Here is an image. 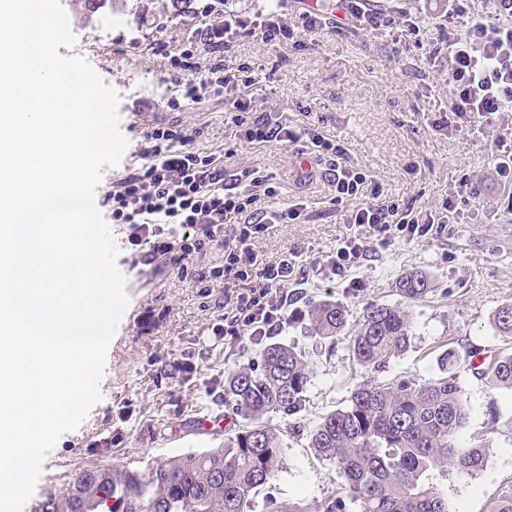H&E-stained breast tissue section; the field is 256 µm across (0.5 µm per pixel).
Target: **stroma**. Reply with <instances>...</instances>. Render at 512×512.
I'll list each match as a JSON object with an SVG mask.
<instances>
[{"label": "stroma", "instance_id": "35a3bbf8", "mask_svg": "<svg viewBox=\"0 0 512 512\" xmlns=\"http://www.w3.org/2000/svg\"><path fill=\"white\" fill-rule=\"evenodd\" d=\"M208 3L220 18L228 8L253 13L264 0H112L88 18L82 0H61L76 41L59 53L84 57L120 93L119 128L128 143L136 142L142 125L177 121L192 132L196 148L228 150L227 170L248 168L270 179L277 194H258L255 209L306 201L298 223L272 225L256 252L263 265L289 250L302 251L303 270L310 275L308 301H338L356 317L370 304L398 302L396 283L406 273L431 277L434 292L409 307L412 345L390 361L380 379L436 376L441 354L468 344L481 345L491 358L512 351V343L492 327L495 311L512 304V182L495 171L496 142L512 114L469 136L439 125L436 106L448 98V68L429 59L439 37L437 0H380L383 9L411 12L425 21L418 42L399 54L384 37L346 30L303 37L298 48H275L255 37L237 47V63L251 68L256 79L248 94L258 114L317 129L340 142L350 164L381 187L382 203L412 209L422 219L438 211L463 178L478 183L479 199L456 200V220L442 233L413 240L401 236L387 249L369 251L351 272L358 280L354 288L337 276L312 273L347 233L354 204L333 203L334 189L321 175L302 178L301 145L245 143L220 101L169 110V91L161 81L164 62L151 44L160 33L187 37L197 9ZM223 264V252L211 250L184 273L169 267L157 276L140 275L120 265L130 304L107 353L102 398L45 458L37 490L62 485L69 473L90 464L141 469L156 458L223 444L224 429L233 420L226 417L223 400L206 394L199 383L223 387L229 370L261 351L249 340L230 343L211 332L224 297L205 296L200 277ZM279 340L300 350L313 372L306 407L296 418L305 432L344 406L354 387L370 377L353 362L347 337L328 347L308 320L287 325ZM188 347L197 367L192 385L181 383L177 369ZM459 376L468 410L459 441L466 445L480 437L487 458L477 474L453 472L439 484L449 512H488L498 491L512 484V389L467 370ZM218 415L222 425L200 428L201 419ZM117 428L122 441L102 445ZM305 432L284 434L282 468L254 496L251 512H272L276 504L286 512H318L341 495L336 466L309 448Z\"/></svg>", "mask_w": 512, "mask_h": 512}]
</instances>
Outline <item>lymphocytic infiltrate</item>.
Instances as JSON below:
<instances>
[{"instance_id":"1","label":"lymphocytic infiltrate","mask_w":512,"mask_h":512,"mask_svg":"<svg viewBox=\"0 0 512 512\" xmlns=\"http://www.w3.org/2000/svg\"><path fill=\"white\" fill-rule=\"evenodd\" d=\"M492 4V12L475 15L468 0H448L439 17L441 34L432 55L448 64L445 109L456 117L454 129L459 133L494 124L503 113L512 112V26L500 21L501 16H512V0ZM421 24L420 17L410 13L396 20L372 0H340L335 11L316 0L315 5L301 7L294 26L284 22L277 8L247 15L228 10L217 21L205 7L186 41L178 44L163 36L154 40L153 50L167 62L162 82L170 91L169 108L220 98L232 122L243 127L246 143L307 141L316 149L322 177L335 191L334 203L369 192V201L359 202L347 221L376 227L378 245L385 248L396 233L406 230L423 237L435 225L446 224L453 200L445 201L442 216L427 217L422 223L398 205L377 204L380 188L347 165L342 145L312 128L297 129L270 116L252 117L246 90L254 80L236 65L235 50L240 40L253 36L278 47L327 29L373 33L399 25L405 34L416 36ZM135 155L136 162L125 165L104 200L112 223L123 227L131 268H179L207 249L224 250L223 268L209 273L211 281L221 282L227 306L213 324V334L246 336L256 345L281 335L307 296L306 280L299 275L302 254L293 249L279 262L261 267L254 242L268 225L296 223L304 203L269 213L254 211L256 188L272 196L275 187L252 170L226 173L223 155L197 149L192 134L177 122L144 127Z\"/></svg>"}]
</instances>
